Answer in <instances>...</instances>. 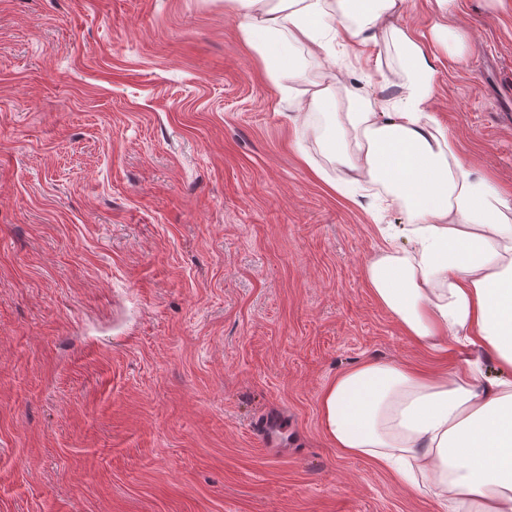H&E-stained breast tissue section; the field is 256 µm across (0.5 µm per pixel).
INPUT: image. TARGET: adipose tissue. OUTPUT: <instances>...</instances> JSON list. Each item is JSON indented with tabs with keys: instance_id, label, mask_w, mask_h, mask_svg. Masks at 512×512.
Wrapping results in <instances>:
<instances>
[{
	"instance_id": "obj_1",
	"label": "adipose tissue",
	"mask_w": 512,
	"mask_h": 512,
	"mask_svg": "<svg viewBox=\"0 0 512 512\" xmlns=\"http://www.w3.org/2000/svg\"><path fill=\"white\" fill-rule=\"evenodd\" d=\"M234 2L278 89L300 78L287 61L298 44L326 60L334 42L368 45L386 27L403 61L394 110L377 111L332 68L309 81L303 106L332 118L323 146L341 187H382L409 218L410 247L381 230L366 267L375 298L408 336L455 364L426 373L364 360L342 372L320 397L329 441L431 495L442 512H512V193L471 165L427 111L434 70L399 23L407 0Z\"/></svg>"
}]
</instances>
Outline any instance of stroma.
I'll return each mask as SVG.
<instances>
[{
	"label": "stroma",
	"mask_w": 512,
	"mask_h": 512,
	"mask_svg": "<svg viewBox=\"0 0 512 512\" xmlns=\"http://www.w3.org/2000/svg\"><path fill=\"white\" fill-rule=\"evenodd\" d=\"M402 19L429 111L512 187V10ZM230 0H0V512H439L339 452L324 387L365 359L439 368L373 297L369 186L337 190L320 112L271 82ZM402 67L386 35L336 72ZM277 417L286 444L255 425Z\"/></svg>",
	"instance_id": "35a3bbf8"
}]
</instances>
